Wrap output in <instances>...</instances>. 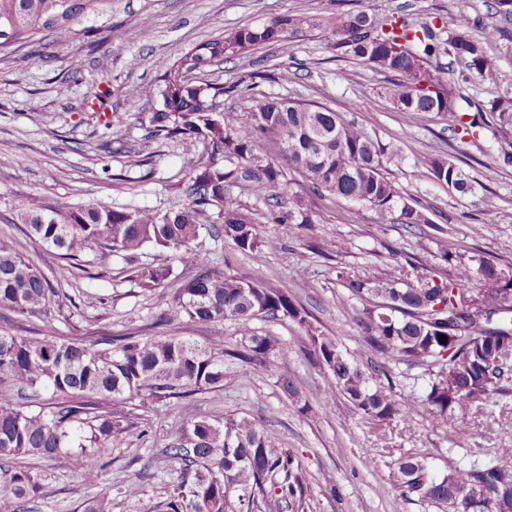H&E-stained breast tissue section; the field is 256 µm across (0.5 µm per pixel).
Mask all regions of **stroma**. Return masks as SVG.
Here are the masks:
<instances>
[{
    "label": "stroma",
    "mask_w": 512,
    "mask_h": 512,
    "mask_svg": "<svg viewBox=\"0 0 512 512\" xmlns=\"http://www.w3.org/2000/svg\"><path fill=\"white\" fill-rule=\"evenodd\" d=\"M337 10L406 14L415 21L456 23L453 0H112V12L83 18L70 41L45 38L0 56V240L8 242L41 271L60 262L58 249L26 235L21 207L46 213L56 200L106 209H150L162 213L187 207L184 187L206 145L186 154L178 141L150 134L149 118L156 101L132 99L130 85L155 84L164 70L196 44L241 26H257L284 14L313 18ZM150 15L142 28L138 19ZM111 27V38L92 41L90 32ZM499 58L497 81L460 82L463 93L487 101L512 95V42L491 48ZM288 69L292 82H251L265 66ZM199 82L227 87L224 114L230 122L251 120L248 97L280 95L325 107L352 121L382 144L397 150L385 176L430 221L408 229L381 223L369 207L301 197L314 221L312 229L275 224L266 207L241 188L230 194L257 213L262 243L254 251H238L231 241L202 235L193 247L206 253L216 273L243 274L270 288L294 295L309 314L310 327L285 319L258 318L256 331L280 343L279 373H261L240 364L223 388L199 396L193 407L174 401L106 404L123 414L141 440L116 438L104 455L97 486L87 485L63 457L40 461L44 495L31 501L29 512H82L97 491L112 497V512H161L166 488L178 477L177 465L164 462L161 450L171 422L193 416L249 415L274 429L281 446L302 462L308 486L305 512H438L437 508L401 497L393 482L399 459L427 457L437 473L472 461L476 448L488 449L489 460L512 463V412L490 425L488 406L468 410L472 431L462 438L436 420L421 396L427 379L420 370L395 364L391 373L400 404H413L411 418L378 424L356 412L344 398L324 394L328 374L310 355L308 328L336 337L341 349H356L364 331L363 304L347 300L336 275L375 276L393 264L395 255L410 256L422 272L444 278L461 261L483 258L512 268V139L452 136L445 117L433 112H403L384 96V73L339 57L335 39L321 27L303 29L284 42L248 51L208 68ZM138 153L141 166L129 164ZM450 158L470 177L467 195L449 192L428 176L421 161ZM496 201L486 210L485 196ZM143 265L173 266L175 281L146 291L130 279V263L120 253L87 252L80 269L61 285V296L43 314H11L18 335L51 322L59 335L96 340L145 331L149 335L211 336L238 339L233 320L198 325L187 320L164 322L179 283L197 269L174 261L171 252L145 248ZM305 269L309 285L297 288L296 269ZM293 378L300 395L292 397L278 381ZM306 407H299V400ZM140 482L143 493L127 499L124 486Z\"/></svg>",
    "instance_id": "35a3bbf8"
}]
</instances>
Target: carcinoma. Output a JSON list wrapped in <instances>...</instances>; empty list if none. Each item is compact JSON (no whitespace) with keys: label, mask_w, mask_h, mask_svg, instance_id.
<instances>
[{"label":"carcinoma","mask_w":512,"mask_h":512,"mask_svg":"<svg viewBox=\"0 0 512 512\" xmlns=\"http://www.w3.org/2000/svg\"><path fill=\"white\" fill-rule=\"evenodd\" d=\"M458 26L448 32L454 61L481 81L499 76L490 46L512 39V0H495V22L483 38L469 34V0H454ZM112 11V0H0V54L41 38L66 42L81 17ZM331 30L336 47L361 64L390 76L385 97L404 112H436L448 130L463 137L512 132V97L488 102L460 92L455 69L430 65L438 59L444 28L417 24L404 15L336 11L314 20L282 15L272 26H245L209 39L168 67L154 86L134 85L132 98H155L160 108L149 122L153 133L177 139L185 152L198 140L213 155L196 164L186 192L188 207L161 214L148 209L78 207L60 198L51 213L22 209L27 230L62 251L65 263L46 276L11 245L0 242V309L41 313L72 276L81 256L93 248L134 256L151 246L167 249L181 262L200 268L175 289L164 320L200 324L237 321L240 339L233 347L212 338L142 336L131 333L93 341L65 338L49 322L30 336L0 330V463L11 471L0 490V512H23V504L42 490L43 477L31 457L67 456L86 484L99 481L100 457L117 436H134L129 424L101 412V401L135 398L186 405L198 395L224 387L239 362L261 372L279 370L278 339L251 330L256 316L307 324L294 298L246 276L214 274L209 259L190 244L202 234L224 236L242 251L261 244L252 208L227 194L242 186L262 202L278 223L313 224L300 197L291 192L292 171L320 197L365 205L389 224L414 228L429 223L420 208L407 203L382 172L388 147L324 107L285 97L252 101L253 122L234 125L215 105L225 90L194 84L185 74L201 64L224 62L254 47L283 42L306 27ZM257 78L286 84L288 70H264ZM427 174L461 194L473 190L466 174L450 159L424 160ZM292 207L286 209V200ZM173 267H133L131 278L144 290L159 288ZM350 299L381 301L363 309L364 343L343 351L336 338L311 334L313 354L329 372L326 394L342 396L364 416L380 422L408 418L413 405L395 398L389 366L402 363L429 374L423 401L434 416L464 437L471 430L467 407L493 395L508 396L512 386V269L490 261L461 263L451 277L437 280L338 275ZM446 337L441 342L440 336ZM49 390L53 402L40 403ZM164 459L179 464L163 512H305L307 487L302 466L280 447L275 431L248 417H198L172 423ZM400 495L442 512H512V465L474 460L450 466L438 476L423 457L397 463ZM84 512H112V497L97 494Z\"/></svg>","instance_id":"obj_1"}]
</instances>
